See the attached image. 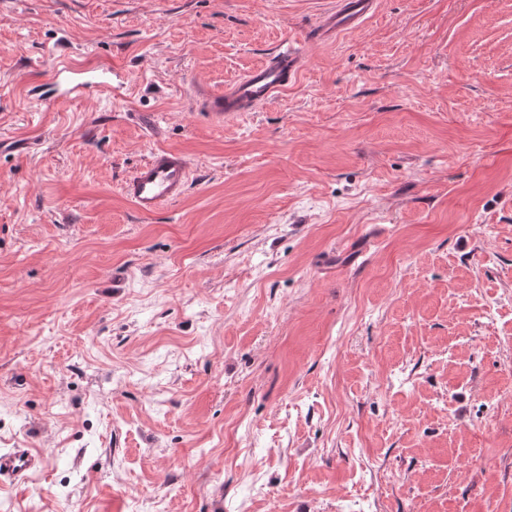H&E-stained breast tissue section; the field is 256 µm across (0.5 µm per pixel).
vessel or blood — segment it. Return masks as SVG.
<instances>
[{
  "label": "vessel or blood",
  "instance_id": "vessel-or-blood-1",
  "mask_svg": "<svg viewBox=\"0 0 512 512\" xmlns=\"http://www.w3.org/2000/svg\"><path fill=\"white\" fill-rule=\"evenodd\" d=\"M380 0H335L324 13L316 29L320 36L359 30L378 10ZM301 53L298 47L284 43L267 63L250 70L224 93L207 97L203 105L209 115L224 119L240 112H250L270 102L299 75ZM122 82L117 72L108 68L59 66L52 74L50 88L36 92L39 100L117 95ZM191 163L182 153L160 149L139 165L125 181L123 191L135 210L151 215L181 198L191 184ZM38 465L30 450L15 448L0 453V483L21 480Z\"/></svg>",
  "mask_w": 512,
  "mask_h": 512
}]
</instances>
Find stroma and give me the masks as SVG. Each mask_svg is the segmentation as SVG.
Masks as SVG:
<instances>
[{
	"label": "stroma",
	"instance_id": "obj_1",
	"mask_svg": "<svg viewBox=\"0 0 512 512\" xmlns=\"http://www.w3.org/2000/svg\"><path fill=\"white\" fill-rule=\"evenodd\" d=\"M331 2L0 0V512H512V0ZM63 60L125 87L35 103ZM379 0H336L316 26L321 37L359 30L378 10ZM300 65V49L286 42L272 60L250 70L224 93L207 97L203 105L208 115L220 121L238 112H251L288 88L298 77ZM191 172L185 155L159 149L136 168L125 181L123 191L138 213L152 215L187 192ZM38 465V457L26 448L0 453V483L22 480Z\"/></svg>",
	"mask_w": 512,
	"mask_h": 512
}]
</instances>
